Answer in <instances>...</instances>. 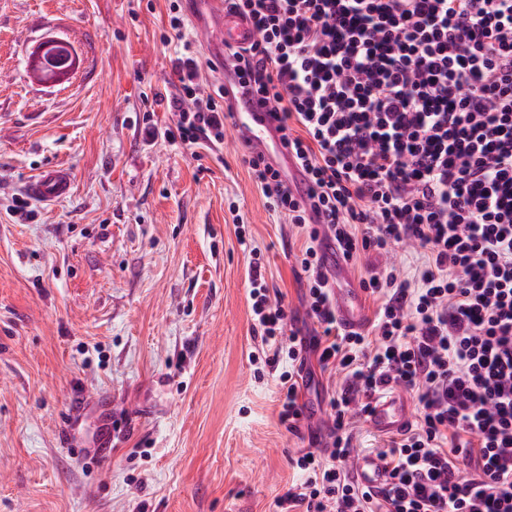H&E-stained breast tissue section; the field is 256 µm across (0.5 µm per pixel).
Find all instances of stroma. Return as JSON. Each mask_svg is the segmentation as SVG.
I'll return each instance as SVG.
<instances>
[{"label": "stroma", "instance_id": "1", "mask_svg": "<svg viewBox=\"0 0 512 512\" xmlns=\"http://www.w3.org/2000/svg\"><path fill=\"white\" fill-rule=\"evenodd\" d=\"M169 0H0V512H276L291 457L328 441L336 376L307 368L314 409L279 422L277 387L256 379L248 253L303 336V240L270 212L234 136L222 147L157 137L171 114L155 94L177 78L163 44ZM68 41L61 82L31 74L36 47ZM72 170L70 196L29 200L48 166ZM94 464L61 434L79 394Z\"/></svg>", "mask_w": 512, "mask_h": 512}]
</instances>
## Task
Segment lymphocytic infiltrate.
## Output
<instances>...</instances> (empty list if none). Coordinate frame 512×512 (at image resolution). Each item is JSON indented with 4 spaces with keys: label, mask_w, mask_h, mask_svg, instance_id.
Wrapping results in <instances>:
<instances>
[{
    "label": "lymphocytic infiltrate",
    "mask_w": 512,
    "mask_h": 512,
    "mask_svg": "<svg viewBox=\"0 0 512 512\" xmlns=\"http://www.w3.org/2000/svg\"><path fill=\"white\" fill-rule=\"evenodd\" d=\"M256 38L225 54L231 87L200 92L203 66L171 8V140L224 142V95L261 97L280 143L312 184L300 195L263 155L244 161L267 208L304 239L307 316L288 325L262 252L247 246L260 346L257 376H275L279 421L303 417L309 356L341 373L330 440L292 458L299 478L279 512H512V0H227ZM346 259L420 250L414 273L385 266L362 279L379 302L372 332H345L319 264L323 239ZM401 387L418 414L377 458L368 486L353 467L352 419Z\"/></svg>",
    "instance_id": "obj_1"
}]
</instances>
